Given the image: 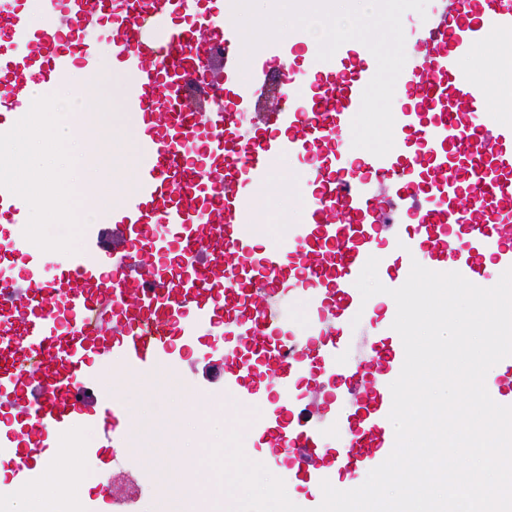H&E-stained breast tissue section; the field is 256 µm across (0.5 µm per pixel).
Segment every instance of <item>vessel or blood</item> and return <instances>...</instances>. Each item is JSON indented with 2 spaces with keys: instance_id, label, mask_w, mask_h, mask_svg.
<instances>
[{
  "instance_id": "obj_1",
  "label": "vessel or blood",
  "mask_w": 512,
  "mask_h": 512,
  "mask_svg": "<svg viewBox=\"0 0 512 512\" xmlns=\"http://www.w3.org/2000/svg\"><path fill=\"white\" fill-rule=\"evenodd\" d=\"M223 0L190 12L189 0H51L31 27L18 0H0V130L23 116L28 85L88 62L95 44L79 26L105 25L112 67L131 70L128 111L142 116L143 162L134 196L112 204V244L69 258L54 284L0 279V335L17 338L32 364L20 372L0 346V396L20 407V427L0 424V460L22 488L39 480L57 441L84 420L81 379L115 362L131 375L155 373L197 337L220 336L224 394L236 408L266 405L261 439L271 458L291 459L322 482L316 460L375 468L395 445L390 385L405 352L394 335L351 366L340 345L346 318L362 308L353 285L369 257L384 286L407 280L413 260L472 283L512 267V119L489 106L475 46L512 54V0H435L426 35L396 82L410 104L395 116L393 149L351 157L343 135L374 76L371 51L348 41L336 65L306 49L304 68H281L286 106L249 132L241 112L253 86L241 83L243 46L223 21ZM207 99L208 115L192 104ZM288 156L311 176L298 190L308 211L288 227V247L258 244L253 190ZM411 222L410 229L396 216ZM23 225L27 206L0 188V221ZM173 230V238L157 228ZM306 295L315 315L297 329L280 299ZM336 383L325 406L347 427L346 448L329 447L293 385ZM97 417L113 447L128 415L101 402Z\"/></svg>"
}]
</instances>
